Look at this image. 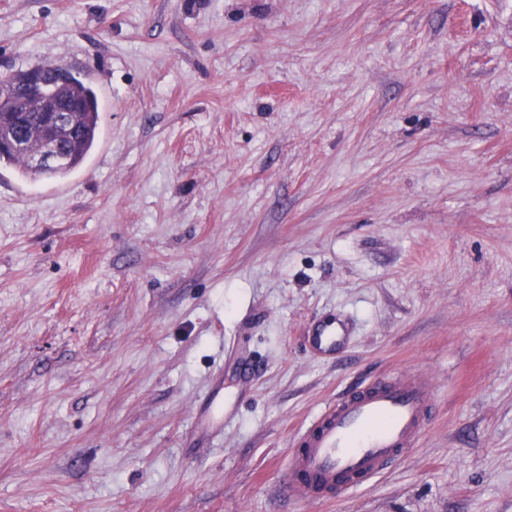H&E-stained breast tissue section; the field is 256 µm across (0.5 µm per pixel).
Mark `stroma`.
Here are the masks:
<instances>
[{"instance_id":"35a3bbf8","label":"stroma","mask_w":512,"mask_h":512,"mask_svg":"<svg viewBox=\"0 0 512 512\" xmlns=\"http://www.w3.org/2000/svg\"><path fill=\"white\" fill-rule=\"evenodd\" d=\"M59 59L111 98L68 178L0 166V512H512V0H0V77ZM404 372L417 446L288 499ZM345 330L336 317L322 319L309 336L311 346L324 355H336L344 345ZM425 377L371 381L340 395L302 436L289 459L292 499L348 495L401 459L429 412Z\"/></svg>"}]
</instances>
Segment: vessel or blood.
<instances>
[{"label":"vessel or blood","mask_w":512,"mask_h":512,"mask_svg":"<svg viewBox=\"0 0 512 512\" xmlns=\"http://www.w3.org/2000/svg\"><path fill=\"white\" fill-rule=\"evenodd\" d=\"M341 323L327 316L309 338L325 355L341 350ZM425 377L372 381L340 395L302 436L288 463L292 499L350 494L401 459L421 437L429 412Z\"/></svg>","instance_id":"obj_1"}]
</instances>
